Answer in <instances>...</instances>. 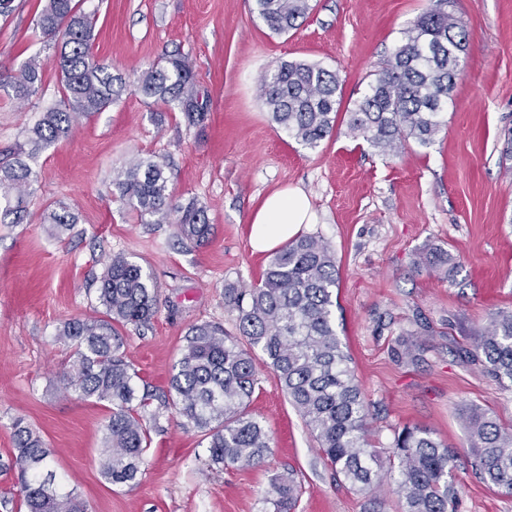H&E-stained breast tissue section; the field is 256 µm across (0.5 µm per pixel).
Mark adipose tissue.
<instances>
[{
  "instance_id": "1",
  "label": "adipose tissue",
  "mask_w": 512,
  "mask_h": 512,
  "mask_svg": "<svg viewBox=\"0 0 512 512\" xmlns=\"http://www.w3.org/2000/svg\"><path fill=\"white\" fill-rule=\"evenodd\" d=\"M312 218L310 201L301 189L275 191L251 217V247L256 251L276 249Z\"/></svg>"
}]
</instances>
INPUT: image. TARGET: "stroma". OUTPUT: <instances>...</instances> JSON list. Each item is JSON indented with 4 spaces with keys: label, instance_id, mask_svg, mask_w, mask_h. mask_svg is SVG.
<instances>
[{
    "label": "stroma",
    "instance_id": "35a3bbf8",
    "mask_svg": "<svg viewBox=\"0 0 512 512\" xmlns=\"http://www.w3.org/2000/svg\"><path fill=\"white\" fill-rule=\"evenodd\" d=\"M432 4L311 0L297 28L277 34L254 0H81L96 15L92 52L113 73L131 74L175 51L185 56L205 121L188 125L179 109L127 92L35 152L31 129L59 97L57 71L46 63L28 102L0 91V158L32 151L36 173L26 220L0 223V512H26L15 474L1 468L18 419L42 437L57 481L87 512H266L271 478L287 472L300 487L293 512H403L388 485L357 491L336 478L262 352L253 354L250 410L272 448L258 465L209 464L204 434L165 399L193 325L236 334L224 289L260 282L271 255L253 251L250 217L284 187L310 199L315 221L302 234L322 236L335 250L336 329L369 406L373 447L389 456L395 431L425 427L457 454L458 512H512V496L472 470L463 417L480 408L512 428V386L463 354L492 313L512 309V160L501 156L503 131L512 127V0H456L470 44L431 145L411 141L384 154L349 129L350 112L404 29ZM15 5L0 20L5 75L52 54L35 26L37 0ZM284 61L340 77L334 129L317 148L278 129L259 96L264 74ZM138 158L166 165L178 203L206 206L214 226L207 243L182 239L173 224L142 223L120 201L112 181ZM53 211L77 221L45 223ZM430 247L459 258L448 278L416 265ZM117 254L141 264L158 287L150 323L118 329L127 361L157 394L144 419L150 445L131 487L100 474L109 408L60 389L74 358L58 329L74 318H104L100 278ZM400 336L418 348L415 363L397 357Z\"/></svg>",
    "mask_w": 512,
    "mask_h": 512
}]
</instances>
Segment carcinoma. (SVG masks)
<instances>
[{
  "label": "carcinoma",
  "mask_w": 512,
  "mask_h": 512,
  "mask_svg": "<svg viewBox=\"0 0 512 512\" xmlns=\"http://www.w3.org/2000/svg\"><path fill=\"white\" fill-rule=\"evenodd\" d=\"M43 2L36 28L57 47L50 63L59 73L61 91L57 103L31 130L34 146L69 137L79 117L104 111L129 88L157 104L178 105L191 123L204 119L193 71L180 54L164 57L127 82L93 56L94 15L81 9L78 0ZM254 2L275 33L295 29L310 10L309 0ZM451 3L434 0L404 29L350 113V129L384 154L397 152L411 140L427 146L440 131L469 47L465 26L448 12ZM43 76L44 63L31 57L17 74L0 78V88H10L18 100H29L41 90ZM338 90L336 72L301 61L277 66L260 83L271 121L310 149L334 128ZM34 178L23 151L0 164V223H23ZM113 186L143 222L167 224L174 216L183 238L201 244L211 235L207 207L177 203L159 162L130 163L113 179ZM451 261L446 251H428L420 258L435 271L448 270ZM336 285L331 244L304 235L273 255L260 283L226 287L224 304L236 313L239 335L230 336L212 324L190 329L169 380L177 413L208 433L211 464L247 468L261 463L271 445L261 420L250 412L258 384L251 351L258 349L336 477L364 491L384 476L404 512H457L454 456L429 430L403 427L394 434L393 451L385 461L369 447L368 405L336 331ZM99 302L109 320L76 318L58 330L59 339L77 356L76 370L63 377V389L81 399L112 404L100 473L115 486L131 487L148 445L143 413L149 402L147 395H138L136 373L121 352L122 337L115 325L149 323L156 313L157 285L140 264L115 255L101 278ZM464 356L498 381L512 384V310L496 312ZM465 421L472 466L511 496L512 431L482 409L470 410ZM13 428L15 452L9 468L21 476L27 512H86L78 495L59 489L41 438L20 420ZM296 493L288 475L275 476L266 497L269 512H290Z\"/></svg>",
  "instance_id": "cac0c4a2"
}]
</instances>
